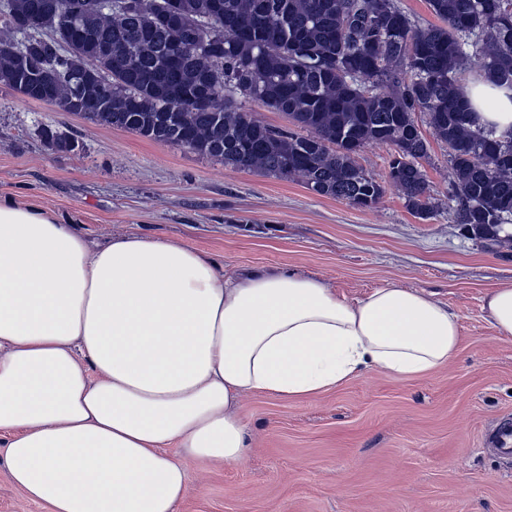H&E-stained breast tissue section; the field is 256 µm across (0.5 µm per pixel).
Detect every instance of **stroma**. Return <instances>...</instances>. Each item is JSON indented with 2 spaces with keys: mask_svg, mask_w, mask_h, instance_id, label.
I'll return each mask as SVG.
<instances>
[{
  "mask_svg": "<svg viewBox=\"0 0 512 512\" xmlns=\"http://www.w3.org/2000/svg\"><path fill=\"white\" fill-rule=\"evenodd\" d=\"M46 126L72 135L75 150H55ZM423 133L426 219L392 187L357 208L0 84L1 198L38 205L101 246L119 234L176 240L228 272L279 269L352 300L387 285L422 290L459 317L457 355L427 375L366 372L302 400L243 396L250 453L219 469L185 460L179 512H512V460L488 439L512 420V339L483 310L489 291L512 286V244L487 246L454 223L448 147Z\"/></svg>",
  "mask_w": 512,
  "mask_h": 512,
  "instance_id": "1",
  "label": "stroma"
}]
</instances>
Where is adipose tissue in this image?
<instances>
[{
    "mask_svg": "<svg viewBox=\"0 0 512 512\" xmlns=\"http://www.w3.org/2000/svg\"><path fill=\"white\" fill-rule=\"evenodd\" d=\"M480 126L512 97L468 84ZM459 317L388 285L349 301L325 282L227 273L166 240L104 247L0 199V454L52 512H177L182 461L248 453L243 394L309 398L377 370L411 378L455 357Z\"/></svg>",
    "mask_w": 512,
    "mask_h": 512,
    "instance_id": "ef3b65f1",
    "label": "adipose tissue"
}]
</instances>
